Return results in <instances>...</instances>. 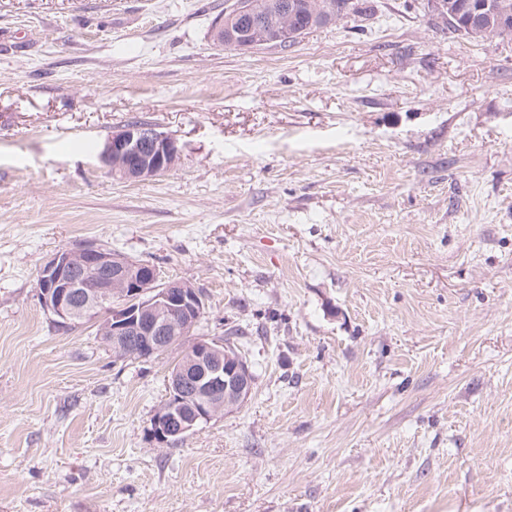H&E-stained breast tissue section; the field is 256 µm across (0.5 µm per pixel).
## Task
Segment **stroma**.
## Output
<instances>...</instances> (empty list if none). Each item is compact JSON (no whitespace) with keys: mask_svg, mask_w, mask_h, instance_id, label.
<instances>
[{"mask_svg":"<svg viewBox=\"0 0 512 512\" xmlns=\"http://www.w3.org/2000/svg\"><path fill=\"white\" fill-rule=\"evenodd\" d=\"M372 2L240 52L224 0H0V512H512V37ZM137 121L180 159L129 183ZM84 242L191 281L250 397L153 442L183 346L40 302ZM99 159L110 175L127 181L145 180L175 168L180 149L174 138L146 123H132L113 132Z\"/></svg>","mask_w":512,"mask_h":512,"instance_id":"stroma-1","label":"stroma"}]
</instances>
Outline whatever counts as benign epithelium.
<instances>
[{
	"instance_id": "obj_1",
	"label": "benign epithelium",
	"mask_w": 512,
	"mask_h": 512,
	"mask_svg": "<svg viewBox=\"0 0 512 512\" xmlns=\"http://www.w3.org/2000/svg\"><path fill=\"white\" fill-rule=\"evenodd\" d=\"M248 20L213 24L215 44L237 51L253 49V34L270 24L266 16L247 9ZM469 24L474 36L489 38L507 26L488 18L482 5ZM99 159L107 172L127 181L145 180L175 168L180 149L174 138L146 123H132L112 133ZM43 306L64 327L94 323L107 316L104 343L119 357L146 359L188 336L199 323L204 303L201 293L185 280L161 281L159 270L132 260L103 245L88 242L55 252L40 268ZM254 385L246 360L222 339H199L185 351L168 380V397L151 420V436L168 445L192 433L226 411L245 402Z\"/></svg>"
}]
</instances>
